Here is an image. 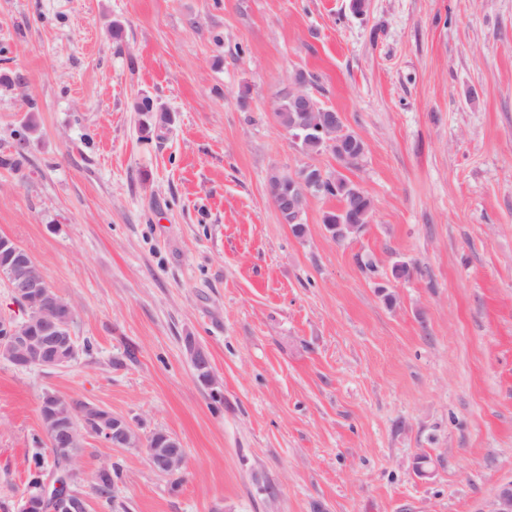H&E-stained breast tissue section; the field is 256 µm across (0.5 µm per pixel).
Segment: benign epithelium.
<instances>
[{
    "label": "benign epithelium",
    "instance_id": "1",
    "mask_svg": "<svg viewBox=\"0 0 512 512\" xmlns=\"http://www.w3.org/2000/svg\"><path fill=\"white\" fill-rule=\"evenodd\" d=\"M292 91L295 106L306 113L315 130H322L324 125L331 130L327 151L335 157L338 168L345 169L348 161L345 148L350 140L356 138V134L348 130L343 114L331 110L324 115L318 112L320 104L309 93L296 87ZM289 178L291 187L295 188L292 196L284 198L277 189L270 187L267 188L268 195L277 207L298 212L305 208L315 190L319 189L325 174L310 165L302 169V174L294 173ZM365 228L362 217L352 213L347 214L344 224L325 226L329 236L336 240L355 237ZM1 256L7 260L9 269L13 270L6 283L15 302L23 310V318H0V360L25 370L59 368L71 363L77 353L71 331L75 318L73 307L59 304L54 297L55 289L49 287L35 268L29 253L7 236H0ZM33 311L39 313V321L32 326L28 319ZM186 351L199 381L214 386L216 380L207 353L194 341L186 344ZM39 410L46 422L44 433L50 455L61 451L73 462L77 459L83 439L95 435L111 447L144 450L151 468L173 482V488H178L174 481L183 473L185 451L174 435L155 432L144 437L132 422L102 406L85 402L78 411L73 401L53 392L42 395ZM70 495L69 489H61L60 482L50 483L40 479L23 492L19 512H42L49 500L56 503L58 512H72ZM493 512H512V482L499 487Z\"/></svg>",
    "mask_w": 512,
    "mask_h": 512
}]
</instances>
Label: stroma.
<instances>
[{
    "instance_id": "obj_1",
    "label": "stroma",
    "mask_w": 512,
    "mask_h": 512,
    "mask_svg": "<svg viewBox=\"0 0 512 512\" xmlns=\"http://www.w3.org/2000/svg\"><path fill=\"white\" fill-rule=\"evenodd\" d=\"M4 74L0 156L25 160L0 167V235L74 307L79 350L0 361V512L48 391L180 440L174 491L86 437L77 469H120L112 512H492L512 481V0H0ZM299 74L365 143L348 176L372 218L344 241L336 198L298 236L267 194L272 170L336 171L273 115ZM144 97L169 117L148 133ZM362 216H355L353 213H348L346 221L348 224H342L339 220L336 224V212L330 211L325 213L323 218V224L326 225L325 229L330 237L336 240H345L351 236H357L365 230L367 224H360L362 222ZM186 351L199 381L213 387L216 384V380L207 353L196 341L186 342Z\"/></svg>"
}]
</instances>
